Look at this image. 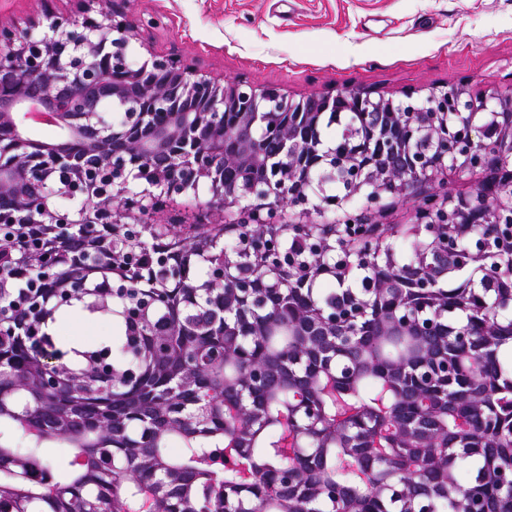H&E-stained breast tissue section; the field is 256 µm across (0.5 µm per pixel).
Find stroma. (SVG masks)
<instances>
[{
  "label": "stroma",
  "mask_w": 512,
  "mask_h": 512,
  "mask_svg": "<svg viewBox=\"0 0 512 512\" xmlns=\"http://www.w3.org/2000/svg\"><path fill=\"white\" fill-rule=\"evenodd\" d=\"M144 41L211 75L299 96L512 88V0H132Z\"/></svg>",
  "instance_id": "obj_1"
}]
</instances>
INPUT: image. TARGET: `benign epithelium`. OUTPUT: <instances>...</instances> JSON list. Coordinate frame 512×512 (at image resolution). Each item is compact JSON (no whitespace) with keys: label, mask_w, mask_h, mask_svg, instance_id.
<instances>
[{"label":"benign epithelium","mask_w":512,"mask_h":512,"mask_svg":"<svg viewBox=\"0 0 512 512\" xmlns=\"http://www.w3.org/2000/svg\"><path fill=\"white\" fill-rule=\"evenodd\" d=\"M25 25L0 20V289L27 267V282L0 307V336L36 347L49 305L70 301L90 287L105 304L120 303L138 324L167 306L180 322L181 347L155 355L152 379L163 387L142 415L150 426L132 431L138 411L105 400L62 403L59 393L78 381L62 360L40 358L21 382L0 376V412L18 415L13 394L35 400L27 424L55 438L92 430L126 459L155 447L161 432L195 439L220 424L234 446L251 448L272 421L267 399L286 389L292 478L311 495L327 491L311 477V457L324 448H359L366 494L393 493L403 512H431L407 493L426 448L437 488L448 490V449L484 447L477 420L494 407L495 387L461 394L463 414L454 431L447 413L453 375L485 379L486 358L512 339V92L492 88L474 97L464 84L433 85L400 96H374L345 87L336 95L294 98L240 77L215 79L181 59L148 49L128 63L131 43L160 19L131 17L118 4L77 0L76 14L48 7ZM157 72L164 82L151 80ZM356 115L346 145L322 140L330 118ZM34 125L62 131L53 142L25 134ZM479 175L472 192L455 193L450 179ZM336 187L329 193L326 185ZM207 189L208 224H148L166 201ZM411 214L415 259L397 262L383 242L393 229L388 209ZM236 208L239 218L224 215ZM290 212L288 239L277 229ZM473 224L488 234L462 259L456 241ZM238 234L239 247L215 263L211 252ZM157 264H207L208 275L180 281L192 305L166 280L145 282L141 251ZM461 262L491 283L488 296L471 281L448 304V273ZM92 266L113 277L92 285ZM362 286L348 283L354 269ZM10 277H5V274ZM322 279L336 281V300L323 308L309 296ZM286 325L295 345L282 350L293 364L264 355L224 379V399L204 411L194 395L213 370L245 341L259 342ZM214 336L207 356L190 351L198 335ZM395 337L413 351L382 365L376 347ZM381 375L395 396L388 409L365 407L337 417L324 411V384L352 385ZM401 455V468L380 478L376 464ZM247 499L206 500L193 512H248Z\"/></svg>","instance_id":"7a95c632"}]
</instances>
